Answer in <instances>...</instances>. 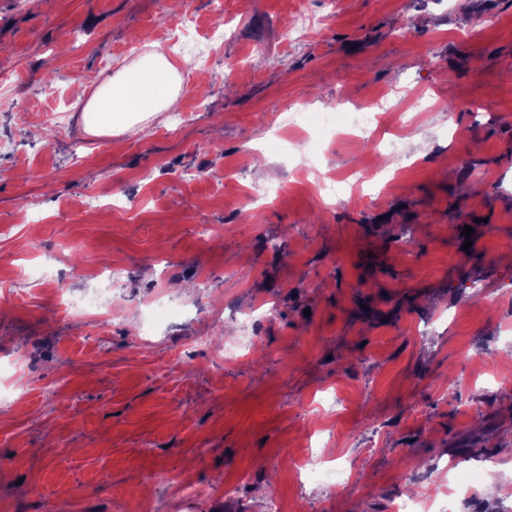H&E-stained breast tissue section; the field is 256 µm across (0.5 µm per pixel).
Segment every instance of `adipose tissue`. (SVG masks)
Instances as JSON below:
<instances>
[{"mask_svg": "<svg viewBox=\"0 0 512 512\" xmlns=\"http://www.w3.org/2000/svg\"><path fill=\"white\" fill-rule=\"evenodd\" d=\"M198 66L187 57H171L153 50L112 71L92 75L91 95L77 93L84 130L90 135L137 134L147 123L177 111L183 85Z\"/></svg>", "mask_w": 512, "mask_h": 512, "instance_id": "obj_1", "label": "adipose tissue"}]
</instances>
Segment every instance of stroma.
<instances>
[{"label":"stroma","mask_w":512,"mask_h":512,"mask_svg":"<svg viewBox=\"0 0 512 512\" xmlns=\"http://www.w3.org/2000/svg\"><path fill=\"white\" fill-rule=\"evenodd\" d=\"M223 2L0 0V142L16 146L0 151V367L23 357L32 384L0 407V512H124L137 497L156 512H263L271 498L386 512L452 457L464 490L452 512H493L512 493V294L488 305L469 284L512 277V0H341L298 44L294 13L324 15V0ZM186 12L192 39L231 31L183 97L182 128L164 116L88 135L71 106L82 79L172 52ZM486 15L496 24L476 29ZM385 89L416 165L381 199L324 209L263 114L351 111ZM311 145L342 172L392 162L343 130ZM254 183L273 184V200L249 203ZM100 189L103 208L84 212ZM203 224L215 235L201 239ZM21 263L29 280L12 277ZM115 265L111 315L70 314L73 299L111 301L97 270ZM171 297L179 316L158 317ZM265 303L275 317L241 321ZM243 336L237 362L216 361L213 343ZM310 437L353 462L352 482L297 484ZM158 468L206 495L188 504L147 485Z\"/></svg>","instance_id":"35a3bbf8"}]
</instances>
